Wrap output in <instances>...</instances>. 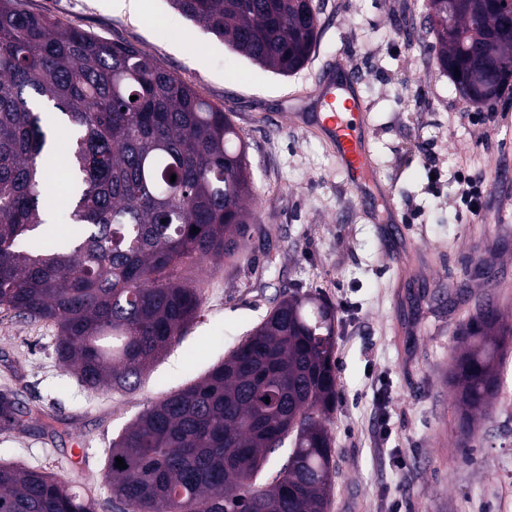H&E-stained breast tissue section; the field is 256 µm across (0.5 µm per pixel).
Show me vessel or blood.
Returning <instances> with one entry per match:
<instances>
[{"instance_id":"obj_1","label":"vessel or blood","mask_w":512,"mask_h":512,"mask_svg":"<svg viewBox=\"0 0 512 512\" xmlns=\"http://www.w3.org/2000/svg\"><path fill=\"white\" fill-rule=\"evenodd\" d=\"M290 121L316 133L335 155L349 188L362 206L381 211L382 223L396 227L404 214L393 191L374 175L369 140L368 106L348 65L321 70L310 91L308 105L289 108Z\"/></svg>"}]
</instances>
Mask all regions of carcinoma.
<instances>
[{
    "label": "carcinoma",
    "mask_w": 512,
    "mask_h": 512,
    "mask_svg": "<svg viewBox=\"0 0 512 512\" xmlns=\"http://www.w3.org/2000/svg\"><path fill=\"white\" fill-rule=\"evenodd\" d=\"M169 3L281 75L302 68L318 39L314 0ZM428 21L437 67L453 84L484 103L512 94L505 6L432 0ZM59 130L68 225L60 238L43 231L55 210L37 162ZM247 149L224 107L143 51L0 0V308L54 323L56 358L87 390H135L199 312L182 267L234 257L248 233ZM511 335L490 302L461 326L448 383L465 443L499 396ZM335 347L329 302L277 300L221 364L112 439V499L123 512H327ZM44 415L0 393V430L26 432ZM288 438V456L262 478ZM97 509L62 476L0 462V512Z\"/></svg>",
    "instance_id": "cac0c4a2"
}]
</instances>
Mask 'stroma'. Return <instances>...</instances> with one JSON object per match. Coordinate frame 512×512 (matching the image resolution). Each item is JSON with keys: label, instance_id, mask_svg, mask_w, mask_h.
<instances>
[{"label": "stroma", "instance_id": "1", "mask_svg": "<svg viewBox=\"0 0 512 512\" xmlns=\"http://www.w3.org/2000/svg\"><path fill=\"white\" fill-rule=\"evenodd\" d=\"M319 38L307 64L281 76L251 64L166 0H24L31 13L132 45L201 96L230 110L248 144L257 221L236 258L191 266L196 319L130 392H87L55 355L57 332L0 308V392L54 414L50 429L0 430V459L62 474L117 512L105 478L112 440L141 412L206 375L264 319L275 299L317 294L336 306V407L329 430L336 473L328 512H512V346L501 394L468 447L448 369L460 324L497 302L512 322V98L477 106L435 64L425 0H317ZM344 56L369 105L378 179L404 212L405 240L387 235L347 187L336 158L289 120V93ZM439 179L430 183L424 153ZM489 184L480 220L462 222L454 176ZM499 282L456 287L475 254ZM393 431L376 434L380 420ZM406 468H397L396 455Z\"/></svg>", "mask_w": 512, "mask_h": 512}]
</instances>
